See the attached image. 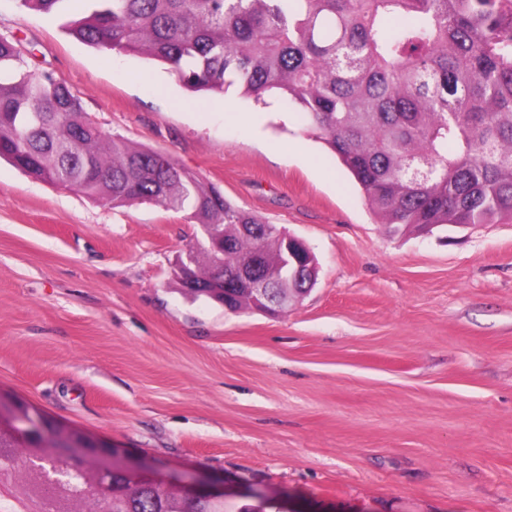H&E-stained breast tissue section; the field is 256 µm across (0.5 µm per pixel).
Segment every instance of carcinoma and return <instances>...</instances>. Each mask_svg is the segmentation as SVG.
<instances>
[{"instance_id": "carcinoma-1", "label": "carcinoma", "mask_w": 512, "mask_h": 512, "mask_svg": "<svg viewBox=\"0 0 512 512\" xmlns=\"http://www.w3.org/2000/svg\"><path fill=\"white\" fill-rule=\"evenodd\" d=\"M77 15L95 48L170 66L194 93L276 95L301 114L395 233L512 219V0H20ZM0 157L30 177L114 207L151 203L199 225L179 282L230 310L265 281L275 312L312 287L283 277L279 234L170 159L104 133L59 76L27 70L0 38ZM230 248H224V242ZM237 284L224 287V277ZM51 432L0 431V512H234L163 484L143 486L73 457L80 432L19 405Z\"/></svg>"}]
</instances>
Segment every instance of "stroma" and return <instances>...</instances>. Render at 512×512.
<instances>
[{"mask_svg": "<svg viewBox=\"0 0 512 512\" xmlns=\"http://www.w3.org/2000/svg\"><path fill=\"white\" fill-rule=\"evenodd\" d=\"M0 0V37L108 134L303 240L275 315L179 290L185 213L112 207L0 160V390L132 462L278 512H512V223L396 235L297 113L187 91Z\"/></svg>", "mask_w": 512, "mask_h": 512, "instance_id": "obj_1", "label": "stroma"}]
</instances>
